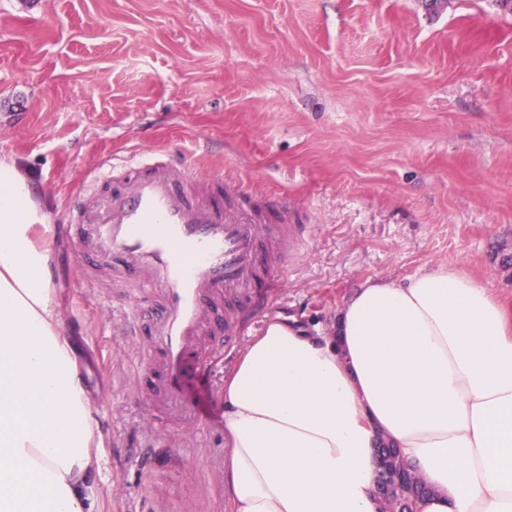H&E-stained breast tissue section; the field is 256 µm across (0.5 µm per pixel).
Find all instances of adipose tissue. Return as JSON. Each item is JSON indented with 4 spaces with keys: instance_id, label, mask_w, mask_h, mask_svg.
Wrapping results in <instances>:
<instances>
[{
    "instance_id": "ef3b65f1",
    "label": "adipose tissue",
    "mask_w": 512,
    "mask_h": 512,
    "mask_svg": "<svg viewBox=\"0 0 512 512\" xmlns=\"http://www.w3.org/2000/svg\"><path fill=\"white\" fill-rule=\"evenodd\" d=\"M43 225L0 160V512H99ZM383 441L426 488L415 512H512V302L463 268L367 279L325 332L269 319L224 375L231 512H378Z\"/></svg>"
}]
</instances>
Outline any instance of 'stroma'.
Wrapping results in <instances>:
<instances>
[{"label":"stroma","instance_id":"obj_1","mask_svg":"<svg viewBox=\"0 0 512 512\" xmlns=\"http://www.w3.org/2000/svg\"><path fill=\"white\" fill-rule=\"evenodd\" d=\"M184 151L288 211L287 286L184 381L168 430L133 379L120 292L83 283L66 226L95 167ZM0 158L26 171L88 356L101 512H226L224 373L268 316L324 326L365 279L464 268L512 300V13L493 0H0Z\"/></svg>","mask_w":512,"mask_h":512}]
</instances>
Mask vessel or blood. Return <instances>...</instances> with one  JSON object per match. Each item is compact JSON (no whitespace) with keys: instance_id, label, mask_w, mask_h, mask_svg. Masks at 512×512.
Instances as JSON below:
<instances>
[{"instance_id":"vessel-or-blood-1","label":"vessel or blood","mask_w":512,"mask_h":512,"mask_svg":"<svg viewBox=\"0 0 512 512\" xmlns=\"http://www.w3.org/2000/svg\"><path fill=\"white\" fill-rule=\"evenodd\" d=\"M236 184L200 176L170 158L131 165L84 197L69 226L88 284L121 286L158 304L136 380L165 421L190 407L181 368L204 344L228 345L241 314L284 277V259L305 244L301 224H263L234 204Z\"/></svg>"}]
</instances>
